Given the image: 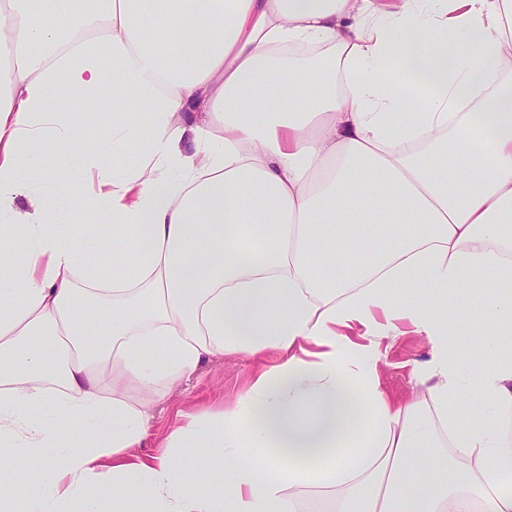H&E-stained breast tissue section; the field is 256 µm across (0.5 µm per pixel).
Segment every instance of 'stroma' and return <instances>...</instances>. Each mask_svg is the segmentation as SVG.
<instances>
[{
    "mask_svg": "<svg viewBox=\"0 0 512 512\" xmlns=\"http://www.w3.org/2000/svg\"><path fill=\"white\" fill-rule=\"evenodd\" d=\"M83 190L84 185L80 182H50L36 176L32 178L26 194L16 198L14 208L20 212L29 211L33 202L45 194L64 205ZM429 358L425 338L413 332L385 340L378 361L381 389L399 402L425 398L424 386L416 381V367ZM260 366L236 356H216L204 360L189 379L161 389L154 398L147 435L141 446L136 448V455H158L170 448L184 468L194 469L205 464L213 478H220V463L209 444L201 442L192 448H182L174 433L180 426L191 422L201 428H210L214 414L234 406Z\"/></svg>",
    "mask_w": 512,
    "mask_h": 512,
    "instance_id": "obj_1",
    "label": "stroma"
}]
</instances>
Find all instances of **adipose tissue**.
<instances>
[{"instance_id": "adipose-tissue-1", "label": "adipose tissue", "mask_w": 512, "mask_h": 512, "mask_svg": "<svg viewBox=\"0 0 512 512\" xmlns=\"http://www.w3.org/2000/svg\"><path fill=\"white\" fill-rule=\"evenodd\" d=\"M0 50V512L27 470L26 512H298L311 487L331 512H512V434L455 413L469 353L476 415H512V0H0ZM23 157L96 174L80 234L50 197L14 214ZM402 320L426 405L380 388ZM269 354L217 417L208 494L207 466L127 456L159 385Z\"/></svg>"}]
</instances>
